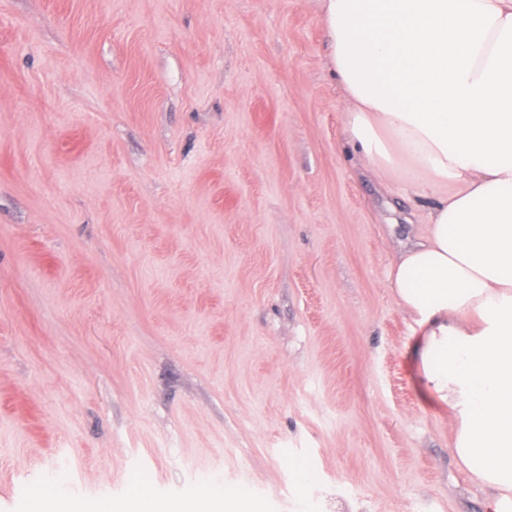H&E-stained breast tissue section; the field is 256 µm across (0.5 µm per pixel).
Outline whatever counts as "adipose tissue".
I'll return each mask as SVG.
<instances>
[{
    "mask_svg": "<svg viewBox=\"0 0 512 512\" xmlns=\"http://www.w3.org/2000/svg\"><path fill=\"white\" fill-rule=\"evenodd\" d=\"M320 10L355 158L436 200L389 276L417 326L418 385L451 414V450L487 512H512V0ZM251 500L213 481L170 502L139 486L127 512H253Z\"/></svg>",
    "mask_w": 512,
    "mask_h": 512,
    "instance_id": "ef3b65f1",
    "label": "adipose tissue"
}]
</instances>
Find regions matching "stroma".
Returning <instances> with one entry per match:
<instances>
[{
    "mask_svg": "<svg viewBox=\"0 0 512 512\" xmlns=\"http://www.w3.org/2000/svg\"><path fill=\"white\" fill-rule=\"evenodd\" d=\"M327 53L316 0H0V512H487L389 288L434 200L359 174ZM252 494L246 487L234 490L224 489L222 484L208 481L200 497H188L181 500L161 502L155 500L146 487L136 486L129 498L126 512H221L226 501H234L235 512H255L251 503ZM36 503L39 512H78L73 506L69 493L61 486L44 490L38 494Z\"/></svg>",
    "mask_w": 512,
    "mask_h": 512,
    "instance_id": "35a3bbf8",
    "label": "stroma"
}]
</instances>
